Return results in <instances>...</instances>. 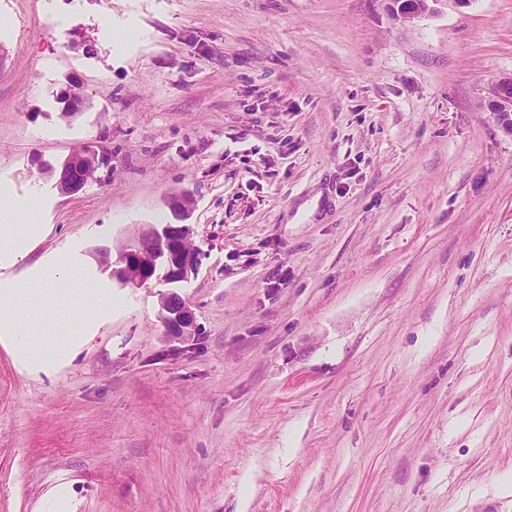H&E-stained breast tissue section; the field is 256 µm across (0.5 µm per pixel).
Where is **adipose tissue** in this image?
<instances>
[{
	"label": "adipose tissue",
	"instance_id": "adipose-tissue-1",
	"mask_svg": "<svg viewBox=\"0 0 512 512\" xmlns=\"http://www.w3.org/2000/svg\"><path fill=\"white\" fill-rule=\"evenodd\" d=\"M79 271L75 258L63 256L41 266L32 279L0 284V342L8 345L25 371L48 373L58 369L70 360L91 328L108 321L116 302L109 290L97 284L89 286L97 298L95 304H73L68 283ZM49 301L69 308L64 324L69 341L53 350L42 347L39 328L25 324L19 317L20 310Z\"/></svg>",
	"mask_w": 512,
	"mask_h": 512
}]
</instances>
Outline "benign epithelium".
Segmentation results:
<instances>
[{
	"instance_id": "7a95c632",
	"label": "benign epithelium",
	"mask_w": 512,
	"mask_h": 512,
	"mask_svg": "<svg viewBox=\"0 0 512 512\" xmlns=\"http://www.w3.org/2000/svg\"><path fill=\"white\" fill-rule=\"evenodd\" d=\"M396 5L395 17L409 22L429 9L431 0H392ZM61 117L67 121L75 119L87 107V99L81 93L80 79L69 78L68 86L59 96ZM487 108L493 112L505 133L512 136V74L501 78L494 86ZM39 169L56 178L61 194L75 196L83 192L96 175L103 156L93 147L85 146L72 152L64 166L70 173L63 174L56 167L35 159ZM167 206L175 220L173 224H151L141 236L120 255V267L112 271L121 283L140 286L150 280V274L163 269L166 280L179 283L197 270L199 251L185 248L186 240L192 238L191 225L184 223L193 208V198L186 192L174 194ZM161 309L167 335L174 341L186 343L195 340L197 328L193 311L175 292L161 298Z\"/></svg>"
}]
</instances>
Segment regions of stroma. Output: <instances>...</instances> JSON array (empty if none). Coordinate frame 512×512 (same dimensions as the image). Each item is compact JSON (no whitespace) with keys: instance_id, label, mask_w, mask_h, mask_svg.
Masks as SVG:
<instances>
[{"instance_id":"1","label":"stroma","mask_w":512,"mask_h":512,"mask_svg":"<svg viewBox=\"0 0 512 512\" xmlns=\"http://www.w3.org/2000/svg\"><path fill=\"white\" fill-rule=\"evenodd\" d=\"M510 73L512 0H0V282L74 251L120 301L55 372L0 345V512H512ZM182 190L197 271L123 285ZM396 9L393 8V14L403 22H410L415 17L421 15L429 9V2L433 0H391ZM487 108L496 116L502 131L512 136V74L495 84ZM61 117L66 121L75 119L87 107V99L81 93L80 79L77 76L69 78L68 86L59 96ZM103 159L104 157L92 146H84L72 152L59 173L57 167L46 164L39 157L35 162L41 171L56 178V186L62 195L75 196L83 192L86 185L96 177V173L103 165ZM65 167H69L71 172L63 176ZM12 224L0 226V261L2 258L22 255L27 246V238L18 234ZM161 309L167 335L174 341L186 343L195 340L197 328L193 311L175 292L161 298Z\"/></svg>"}]
</instances>
